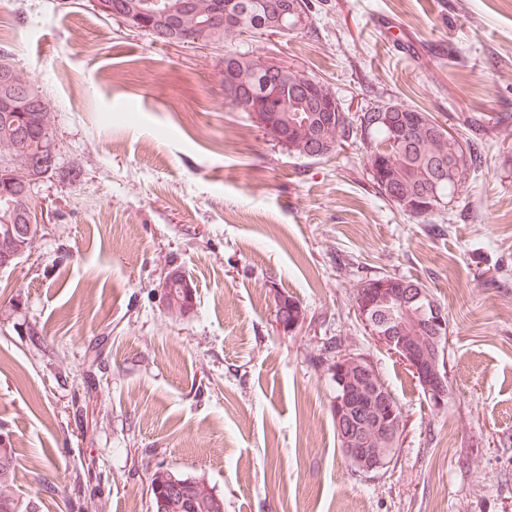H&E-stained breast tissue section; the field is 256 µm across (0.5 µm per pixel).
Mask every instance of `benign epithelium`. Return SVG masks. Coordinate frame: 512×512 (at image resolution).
Segmentation results:
<instances>
[{"instance_id":"benign-epithelium-1","label":"benign epithelium","mask_w":512,"mask_h":512,"mask_svg":"<svg viewBox=\"0 0 512 512\" xmlns=\"http://www.w3.org/2000/svg\"><path fill=\"white\" fill-rule=\"evenodd\" d=\"M240 107L252 113L254 120L273 131L266 108L260 100L240 101ZM27 111L19 95L0 96V121L19 128L21 152L25 155L26 171L4 176L7 190L21 203L32 196L29 173L52 168L56 161L55 147L42 136L31 133L30 127L19 125L18 118ZM40 223L36 209H23V222L11 231L13 242L0 247V268L21 257L14 251V240L31 236L34 224ZM426 292L414 286L396 288L391 280H383L365 291L354 302V314L367 326L371 339L379 348L397 356L411 368L421 384L429 406L439 411L448 404L450 370L442 359L443 342L448 340V314L444 308L429 302L426 311L416 310V302ZM160 299L169 310L189 311L194 306V291L190 282L174 274L163 282ZM304 321L301 307L284 308L276 313V322L283 328H293ZM331 380L336 386L332 413L338 439L344 455L367 473L379 468L381 458L390 455L402 441L403 420L396 416L394 402L388 400L376 384L377 364L366 354L348 345L337 351L327 362Z\"/></svg>"}]
</instances>
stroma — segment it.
<instances>
[{
  "label": "stroma",
  "mask_w": 512,
  "mask_h": 512,
  "mask_svg": "<svg viewBox=\"0 0 512 512\" xmlns=\"http://www.w3.org/2000/svg\"><path fill=\"white\" fill-rule=\"evenodd\" d=\"M308 3L309 28L255 55L349 112L419 107L484 151L430 223L375 195L362 148L303 158L230 110L223 46L152 41L92 0H0V55L55 116L48 223L0 269V446L28 512H152L160 465L224 512H512V0ZM173 272L195 293L181 317L159 298ZM380 272L420 277L448 312L440 411L353 313ZM283 296L302 326H277ZM332 333L405 416L377 474L337 444Z\"/></svg>",
  "instance_id": "35a3bbf8"
}]
</instances>
